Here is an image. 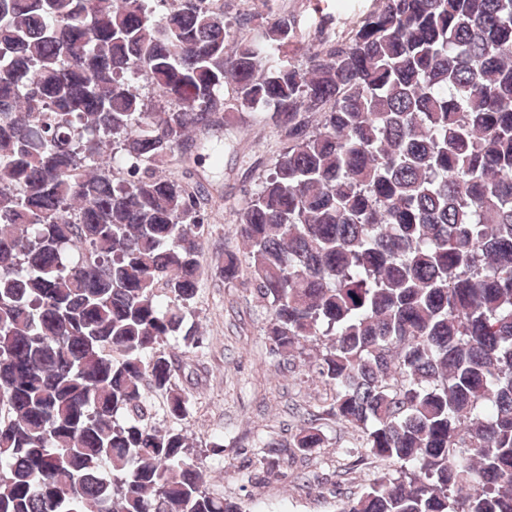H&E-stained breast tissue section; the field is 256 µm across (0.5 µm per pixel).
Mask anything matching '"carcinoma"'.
<instances>
[{
    "mask_svg": "<svg viewBox=\"0 0 512 512\" xmlns=\"http://www.w3.org/2000/svg\"><path fill=\"white\" fill-rule=\"evenodd\" d=\"M154 2L0 0V512H241L156 422L167 340L204 344L176 165L224 112L288 140L237 233L270 351L330 391L254 466L327 416L397 466L340 512H512V0H378L302 63L286 13Z\"/></svg>",
    "mask_w": 512,
    "mask_h": 512,
    "instance_id": "carcinoma-1",
    "label": "carcinoma"
}]
</instances>
